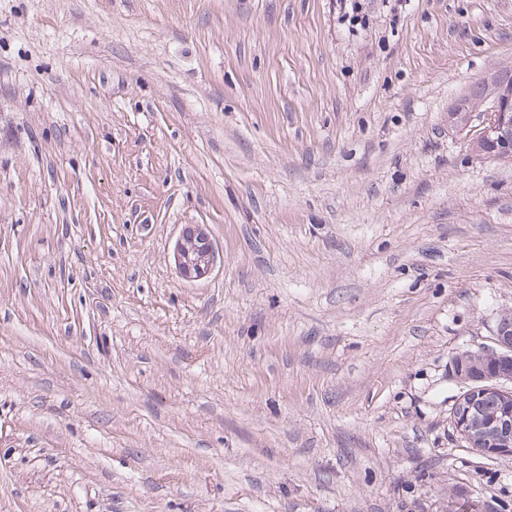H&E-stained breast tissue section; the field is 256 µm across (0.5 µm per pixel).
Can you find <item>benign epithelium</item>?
<instances>
[{
    "label": "benign epithelium",
    "instance_id": "benign-epithelium-1",
    "mask_svg": "<svg viewBox=\"0 0 512 512\" xmlns=\"http://www.w3.org/2000/svg\"><path fill=\"white\" fill-rule=\"evenodd\" d=\"M485 96L474 101L463 95L448 109V130L466 137L477 156L494 155L512 161V80L503 71L482 79ZM218 248L204 224H185L177 238L173 258L186 281L201 279L214 269ZM456 378L463 392L451 409L455 433L486 456H512V311L500 315L493 345L465 350L453 357ZM493 394L500 401L501 416L483 421L463 405Z\"/></svg>",
    "mask_w": 512,
    "mask_h": 512
}]
</instances>
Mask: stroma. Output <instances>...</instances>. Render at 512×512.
<instances>
[{"label":"stroma","instance_id":"stroma-1","mask_svg":"<svg viewBox=\"0 0 512 512\" xmlns=\"http://www.w3.org/2000/svg\"><path fill=\"white\" fill-rule=\"evenodd\" d=\"M356 3L0 0V512H512L449 420L512 163L448 130L512 0ZM218 256V248L206 225H183L174 245L173 258L176 270L184 280L195 281L210 274Z\"/></svg>","mask_w":512,"mask_h":512}]
</instances>
